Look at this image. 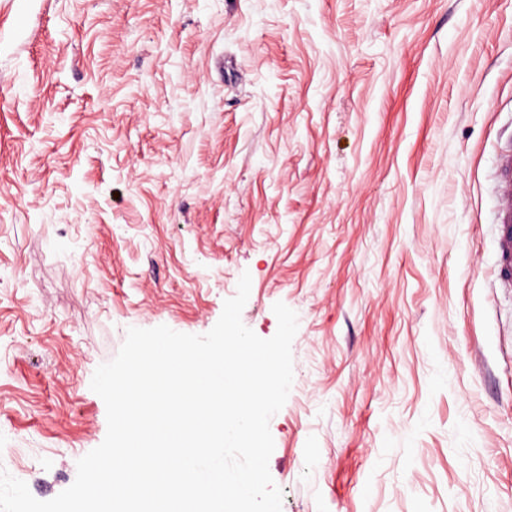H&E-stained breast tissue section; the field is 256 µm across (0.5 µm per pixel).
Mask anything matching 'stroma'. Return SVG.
Instances as JSON below:
<instances>
[{
	"mask_svg": "<svg viewBox=\"0 0 512 512\" xmlns=\"http://www.w3.org/2000/svg\"><path fill=\"white\" fill-rule=\"evenodd\" d=\"M512 0H0V467L107 432L131 327L298 317L282 512H512ZM501 193L498 208L499 276L504 286L512 282V150L499 159Z\"/></svg>",
	"mask_w": 512,
	"mask_h": 512,
	"instance_id": "stroma-1",
	"label": "stroma"
}]
</instances>
